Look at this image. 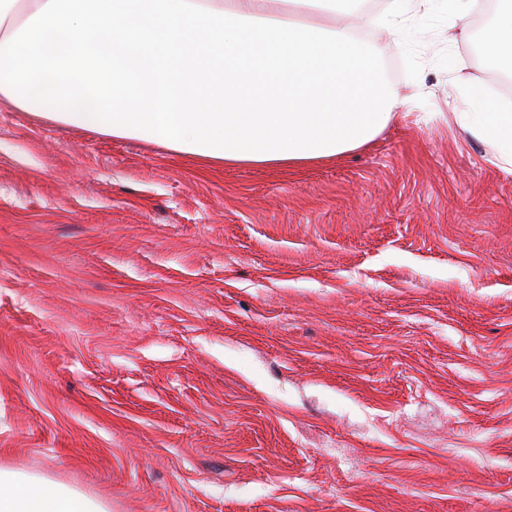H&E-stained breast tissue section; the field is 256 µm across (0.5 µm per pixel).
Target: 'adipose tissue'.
Segmentation results:
<instances>
[{
  "instance_id": "ef3b65f1",
  "label": "adipose tissue",
  "mask_w": 512,
  "mask_h": 512,
  "mask_svg": "<svg viewBox=\"0 0 512 512\" xmlns=\"http://www.w3.org/2000/svg\"><path fill=\"white\" fill-rule=\"evenodd\" d=\"M410 0L341 18L337 0H0V102L53 122L142 138L227 164L288 165L374 140L396 96L357 28L397 30ZM480 52L512 71V0ZM456 126L512 169V111L467 86ZM0 512H108L45 478L0 468Z\"/></svg>"
}]
</instances>
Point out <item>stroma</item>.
<instances>
[{
  "instance_id": "1",
  "label": "stroma",
  "mask_w": 512,
  "mask_h": 512,
  "mask_svg": "<svg viewBox=\"0 0 512 512\" xmlns=\"http://www.w3.org/2000/svg\"><path fill=\"white\" fill-rule=\"evenodd\" d=\"M495 7L362 32L417 105L316 163L0 102V467L109 512H512V171L451 119Z\"/></svg>"
}]
</instances>
